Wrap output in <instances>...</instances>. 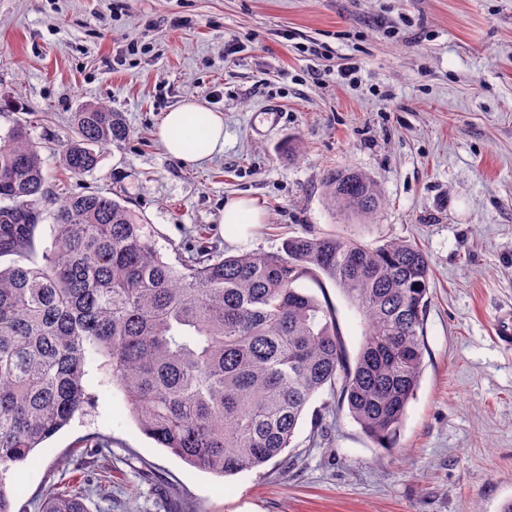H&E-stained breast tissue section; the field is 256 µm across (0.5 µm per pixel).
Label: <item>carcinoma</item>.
Returning <instances> with one entry per match:
<instances>
[{
	"label": "carcinoma",
	"instance_id": "1",
	"mask_svg": "<svg viewBox=\"0 0 512 512\" xmlns=\"http://www.w3.org/2000/svg\"><path fill=\"white\" fill-rule=\"evenodd\" d=\"M105 104L73 113L61 166L94 172L105 147L125 141ZM325 197L369 218L382 194L369 175L327 173ZM53 209L51 247L36 231ZM163 256L150 224L102 190L57 201L26 125L0 135V466L33 458L91 401L95 357L140 429L190 466L220 476L251 472L284 453L311 400L347 407L363 433L394 447L423 368L432 271L416 242L379 244L295 232L280 249L227 255L202 227ZM327 278L367 330L350 360L336 309L301 288ZM57 490L38 512H90L111 497Z\"/></svg>",
	"mask_w": 512,
	"mask_h": 512
}]
</instances>
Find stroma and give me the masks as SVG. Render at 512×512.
I'll use <instances>...</instances> for the list:
<instances>
[{"label":"stroma","instance_id":"obj_1","mask_svg":"<svg viewBox=\"0 0 512 512\" xmlns=\"http://www.w3.org/2000/svg\"><path fill=\"white\" fill-rule=\"evenodd\" d=\"M191 99L224 115V152L202 167L156 138L163 114ZM89 103L122 113L129 135L75 177L58 144ZM18 122L58 193L121 195L160 248L198 225L229 255L277 250L302 228L410 239L433 285L395 447L345 410L315 426L319 395L281 456L222 477L143 434L93 366L91 404L0 477L13 512L103 471L101 512H499L512 499V350L492 333L512 307V0H0V133ZM291 137L300 152L288 158L279 147ZM332 168L377 181L376 215L331 208ZM237 197L264 220L230 241L224 205ZM305 288L335 307L356 357L361 314L333 284ZM94 436L111 439V455L76 458Z\"/></svg>","mask_w":512,"mask_h":512}]
</instances>
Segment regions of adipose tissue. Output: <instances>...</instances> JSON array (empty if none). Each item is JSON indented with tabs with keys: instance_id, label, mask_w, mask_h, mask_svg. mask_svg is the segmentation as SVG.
<instances>
[{
	"instance_id": "ef3b65f1",
	"label": "adipose tissue",
	"mask_w": 512,
	"mask_h": 512,
	"mask_svg": "<svg viewBox=\"0 0 512 512\" xmlns=\"http://www.w3.org/2000/svg\"><path fill=\"white\" fill-rule=\"evenodd\" d=\"M156 136L169 155L199 166L223 152L224 116L199 101H188L164 114Z\"/></svg>"
}]
</instances>
